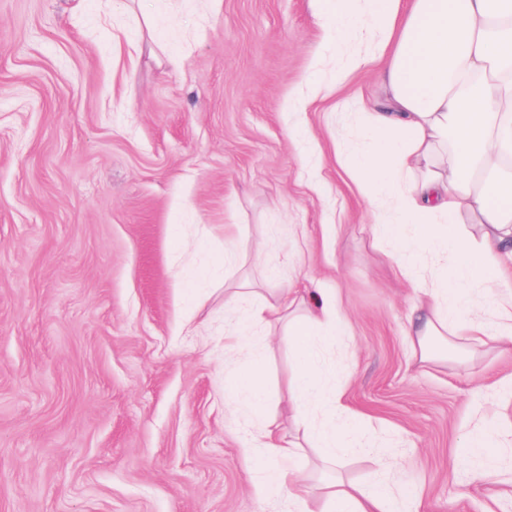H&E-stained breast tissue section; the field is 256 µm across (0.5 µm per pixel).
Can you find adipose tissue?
<instances>
[{
    "instance_id": "adipose-tissue-1",
    "label": "adipose tissue",
    "mask_w": 512,
    "mask_h": 512,
    "mask_svg": "<svg viewBox=\"0 0 512 512\" xmlns=\"http://www.w3.org/2000/svg\"><path fill=\"white\" fill-rule=\"evenodd\" d=\"M323 32L329 42L353 36L362 51L351 68L382 59L383 102L361 107L352 132L363 148L347 165L373 210L377 235L397 241L396 265L412 285L406 331L420 362L435 358L431 341L464 337L512 343V0H328ZM485 289L497 327L487 331L466 305ZM287 322L298 369L286 394L296 434L281 435L258 372L262 351L246 346L255 328ZM224 359L248 371L227 389L228 413L249 409L260 421L244 456L264 466L249 481L266 501L308 512L310 501L340 512H392L382 490L343 479L313 485L294 460L319 449L326 469L338 470L345 449H363L366 432L342 391L326 392L321 336H346L350 321L337 297L321 292L299 309L281 292L269 300L250 281L224 296ZM506 437L501 425L477 422L467 434L466 461L493 459Z\"/></svg>"
}]
</instances>
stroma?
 Masks as SVG:
<instances>
[{"label": "stroma", "mask_w": 512, "mask_h": 512, "mask_svg": "<svg viewBox=\"0 0 512 512\" xmlns=\"http://www.w3.org/2000/svg\"><path fill=\"white\" fill-rule=\"evenodd\" d=\"M338 61L314 0H0V512H283L224 419L228 238L241 274L335 289L348 315L335 383L391 448L382 475L346 453L345 480L512 512V452L461 459L473 417L512 419V345L412 364L413 291L336 130L383 90L373 66L337 85ZM175 224L211 273L189 304ZM255 341L278 399L293 351Z\"/></svg>", "instance_id": "35a3bbf8"}]
</instances>
